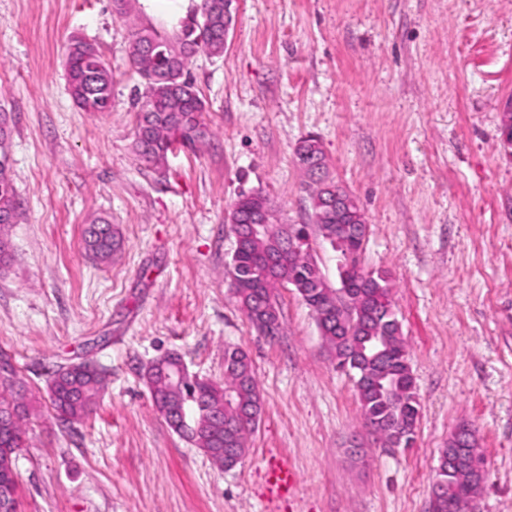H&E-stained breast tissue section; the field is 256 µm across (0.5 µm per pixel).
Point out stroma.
<instances>
[{
    "label": "stroma",
    "instance_id": "stroma-1",
    "mask_svg": "<svg viewBox=\"0 0 512 512\" xmlns=\"http://www.w3.org/2000/svg\"><path fill=\"white\" fill-rule=\"evenodd\" d=\"M197 0H138L175 31ZM223 56L189 65L211 135L159 165L135 151L143 92L112 0H0V109L21 221L0 269V352L35 407L14 465L18 512H428L439 451L466 422L486 477L477 512H512V0H233ZM112 67V108L80 110L71 37ZM318 137L330 177L369 225L362 264L386 271L420 403L415 440L386 448L362 424L308 306L279 289L282 332L260 336L228 287V216L243 192L282 223L311 221L298 141ZM108 219L123 244L87 255ZM249 355L263 413L235 468L216 467L157 412L143 367L168 352L224 380ZM89 360L96 411L60 423L53 370ZM298 473L270 498L271 454ZM83 243L85 250L93 258L106 260L120 249L122 239L115 230H112V224L98 219L84 229Z\"/></svg>",
    "mask_w": 512,
    "mask_h": 512
}]
</instances>
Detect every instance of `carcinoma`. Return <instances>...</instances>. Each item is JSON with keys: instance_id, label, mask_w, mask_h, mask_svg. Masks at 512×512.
Segmentation results:
<instances>
[{"instance_id": "obj_1", "label": "carcinoma", "mask_w": 512, "mask_h": 512, "mask_svg": "<svg viewBox=\"0 0 512 512\" xmlns=\"http://www.w3.org/2000/svg\"><path fill=\"white\" fill-rule=\"evenodd\" d=\"M232 23L230 0H200L197 14L181 22L173 34L131 24L129 59L144 82L143 101L137 113L134 149L149 163L161 162L173 141L194 145L204 141L208 129L200 120L205 104L187 72L188 61L202 52L224 55L225 39ZM70 95L85 112H107L112 106V69L91 42L74 37L66 55ZM11 125L0 112V237H8L11 224L21 219L20 205L10 175L8 142ZM296 163L309 177L305 190L311 209L327 218L313 224H283L266 196L242 193L230 212L235 248L227 266L229 287L256 332L273 339L281 332L280 309L275 290L294 288L312 310L338 367L352 374L364 423L381 433L387 448H404L414 439L419 401L408 359L402 325L391 301V288L382 271L360 266L365 213L342 185L325 176L319 140L302 138L295 149ZM348 200L343 218L347 241L336 245V207L329 201ZM262 212L266 232L249 233V217ZM340 251V287L328 285L311 253L310 229ZM85 250L97 260H106L122 244L107 221L98 219L83 232ZM386 346V360L371 357L370 347ZM143 378L156 410L170 428L197 448H230L238 459L249 452L248 438L262 415V397L248 354L239 346L224 348V383L201 379L178 387L153 367ZM104 387V377L95 367L57 368L52 372L48 394L52 408L68 422H80L92 411ZM0 479L12 480L13 503H18L17 479L10 478L14 458L24 445L25 427L33 405L15 390V383H0ZM452 448L440 451L437 478L445 482L444 498L436 512H463L474 489L467 472L448 466Z\"/></svg>"}]
</instances>
